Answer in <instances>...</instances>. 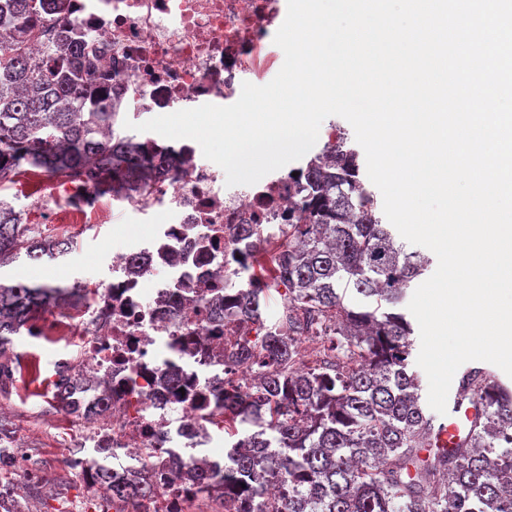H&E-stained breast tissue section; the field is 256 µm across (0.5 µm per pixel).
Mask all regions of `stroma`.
Wrapping results in <instances>:
<instances>
[{
    "mask_svg": "<svg viewBox=\"0 0 512 512\" xmlns=\"http://www.w3.org/2000/svg\"><path fill=\"white\" fill-rule=\"evenodd\" d=\"M153 223L152 216L133 212L129 202L115 201L111 222L73 228V249L65 257L40 262L20 259L0 267V278L20 277L37 284L94 282L107 273L113 253L134 247L150 233ZM16 348L39 365L41 376L36 381L27 375L19 378L9 396H0V406L5 407L25 452L37 453L42 461L38 475L48 492L40 498L39 512H110V504L66 466L72 454L70 435L78 428V420L47 410L55 362L82 355L78 329L65 336L51 335L46 329L37 336L24 335Z\"/></svg>",
    "mask_w": 512,
    "mask_h": 512,
    "instance_id": "1",
    "label": "stroma"
}]
</instances>
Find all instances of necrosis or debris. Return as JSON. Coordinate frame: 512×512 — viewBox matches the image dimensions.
I'll list each match as a JSON object with an SVG mask.
<instances>
[{
	"label": "necrosis or debris",
	"instance_id": "4bbe7bcc",
	"mask_svg": "<svg viewBox=\"0 0 512 512\" xmlns=\"http://www.w3.org/2000/svg\"><path fill=\"white\" fill-rule=\"evenodd\" d=\"M71 28L105 52L88 80L105 89L119 109L177 112L236 102L245 79L262 82L277 60L267 52L282 25L284 0H68ZM185 170L159 180L137 205L160 220L138 248L141 275L130 276V252L115 253L111 274L95 283L94 301L77 326L84 368L112 389L110 414L72 435L77 448L117 449L143 457L145 478L162 491L147 512H189L192 487L169 468L185 443L207 462L218 459L212 423L213 364L226 349L255 336V325L232 312V283L248 272L236 257L251 243L242 227L260 224L278 234L297 200L295 181L274 171L253 185L227 186L222 168L201 162V148L177 140ZM25 190L33 206L59 202L60 230L103 224L112 194L49 178L31 167ZM82 191L88 203H65ZM176 376L185 393L167 392Z\"/></svg>",
	"mask_w": 512,
	"mask_h": 512
}]
</instances>
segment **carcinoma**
<instances>
[{"label": "carcinoma", "mask_w": 512, "mask_h": 512, "mask_svg": "<svg viewBox=\"0 0 512 512\" xmlns=\"http://www.w3.org/2000/svg\"><path fill=\"white\" fill-rule=\"evenodd\" d=\"M43 0H0V187L26 167L124 197L154 192L160 176L179 173L172 153L152 152L118 129L120 113L81 68L93 64L85 42L59 13L42 18ZM47 21L60 31L47 63L29 52L34 30ZM359 153L344 136L325 143L302 169L299 206L277 237L261 275L287 291L283 314L263 318L265 294L240 286L244 315L264 335L232 353L257 370L248 390L224 382L227 434L224 474L189 469L196 497L217 493L235 512H512V385L484 365L467 367L453 402L472 409L467 431L437 447L441 425L422 401L412 368L409 288L430 260L409 252L378 215V201L360 178ZM69 242L44 237L0 199V265L20 257L57 260ZM89 306L87 285L18 279L0 282V395L8 392L24 354L15 339L64 298ZM319 341L314 365L298 370L303 339ZM74 365H56L49 409L89 421L109 415L112 395L74 383ZM95 410L85 409L88 391ZM13 423L0 416V512H26L17 498ZM112 455L86 456L97 488L130 512H145L158 486L133 483L112 468ZM275 484L279 494L264 498Z\"/></svg>", "instance_id": "carcinoma-1"}]
</instances>
